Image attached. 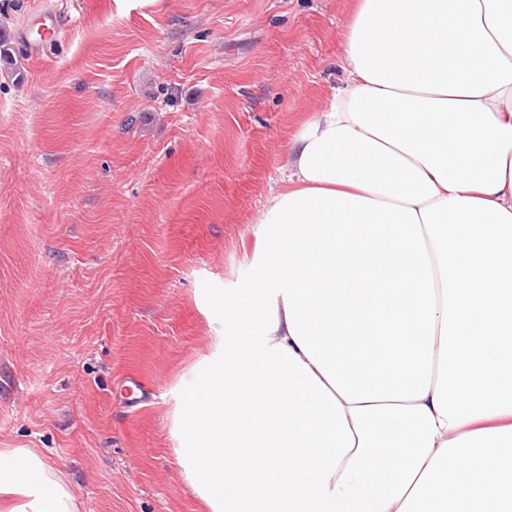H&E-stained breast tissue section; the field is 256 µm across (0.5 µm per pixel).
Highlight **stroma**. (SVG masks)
Returning a JSON list of instances; mask_svg holds the SVG:
<instances>
[{"mask_svg":"<svg viewBox=\"0 0 512 512\" xmlns=\"http://www.w3.org/2000/svg\"><path fill=\"white\" fill-rule=\"evenodd\" d=\"M0 0V448H32L81 512H208L175 409L248 287L286 147L344 77L357 0ZM133 377L155 393L131 406ZM37 29L41 33L40 38L32 37L30 29H21V41L25 44L30 54L40 56L46 46L51 44L62 31V19L53 5L43 7L37 16Z\"/></svg>","mask_w":512,"mask_h":512,"instance_id":"stroma-1","label":"stroma"}]
</instances>
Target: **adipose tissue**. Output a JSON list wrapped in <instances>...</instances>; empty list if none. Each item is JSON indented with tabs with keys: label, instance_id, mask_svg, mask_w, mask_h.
<instances>
[{
	"label": "adipose tissue",
	"instance_id": "obj_1",
	"mask_svg": "<svg viewBox=\"0 0 512 512\" xmlns=\"http://www.w3.org/2000/svg\"><path fill=\"white\" fill-rule=\"evenodd\" d=\"M176 407L209 512H512V0H359ZM0 448V512H79Z\"/></svg>",
	"mask_w": 512,
	"mask_h": 512
}]
</instances>
